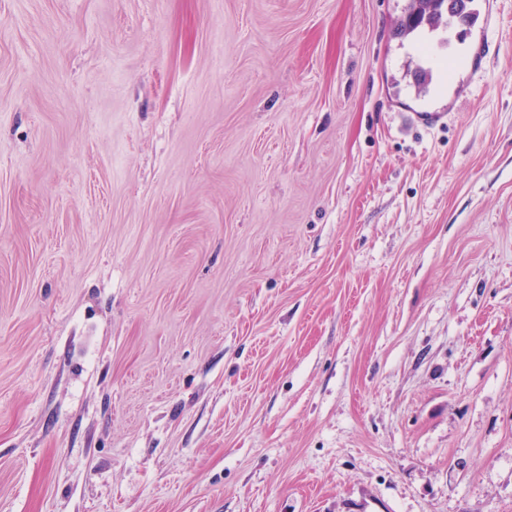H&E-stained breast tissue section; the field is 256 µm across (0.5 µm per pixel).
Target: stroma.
Returning a JSON list of instances; mask_svg holds the SVG:
<instances>
[{
  "instance_id": "1",
  "label": "stroma",
  "mask_w": 512,
  "mask_h": 512,
  "mask_svg": "<svg viewBox=\"0 0 512 512\" xmlns=\"http://www.w3.org/2000/svg\"><path fill=\"white\" fill-rule=\"evenodd\" d=\"M404 5L0 0V512H512V0Z\"/></svg>"
}]
</instances>
